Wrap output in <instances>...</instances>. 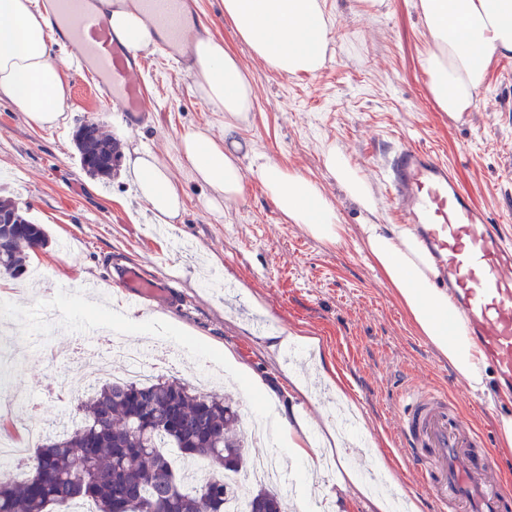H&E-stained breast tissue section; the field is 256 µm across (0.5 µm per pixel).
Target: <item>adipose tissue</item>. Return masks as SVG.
I'll use <instances>...</instances> for the list:
<instances>
[{
  "label": "adipose tissue",
  "mask_w": 512,
  "mask_h": 512,
  "mask_svg": "<svg viewBox=\"0 0 512 512\" xmlns=\"http://www.w3.org/2000/svg\"><path fill=\"white\" fill-rule=\"evenodd\" d=\"M426 40L422 66L429 92L440 111L455 118L473 108L493 59L512 56V0H419ZM224 17L238 37L267 66L283 75H315L324 64L331 37L325 0H224ZM113 32L133 51L154 46L157 33L133 9L111 14ZM50 15L34 0H0V98L12 101L35 125H57L66 96L67 76L56 62L50 40ZM195 86L201 98L224 114V136L202 129L186 131L179 143L191 176L208 190L204 204L220 209L222 201L241 196L244 177L226 144L251 112L253 85L235 54L214 36L193 46ZM326 166L346 194L366 211H374L372 191L347 158L326 154ZM125 167L159 223L176 219L184 208L180 188L166 164L151 150L126 153ZM259 180L275 208L301 225L314 239L336 244L343 237L333 203L303 174L276 163L261 166ZM362 250L383 274L410 320L431 346L447 359L473 395L488 393V364L462 319H449L447 289L437 287L440 271L406 224H366ZM274 428L306 470L314 460L306 426L298 415H276Z\"/></svg>",
  "instance_id": "1"
}]
</instances>
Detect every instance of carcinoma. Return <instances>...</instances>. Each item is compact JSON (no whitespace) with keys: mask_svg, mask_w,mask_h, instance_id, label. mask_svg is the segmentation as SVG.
Masks as SVG:
<instances>
[{"mask_svg":"<svg viewBox=\"0 0 512 512\" xmlns=\"http://www.w3.org/2000/svg\"><path fill=\"white\" fill-rule=\"evenodd\" d=\"M83 168L109 176L112 166L88 160L94 151L115 156L113 142L86 122L75 135ZM23 231L0 250V276L22 279L29 252L46 246L45 228L9 199ZM80 422L44 438L29 455L21 479L0 481V512H225L224 474L250 469L240 415L226 396L185 380L107 381L79 405ZM250 512H285L275 486L246 489Z\"/></svg>","mask_w":512,"mask_h":512,"instance_id":"cac0c4a2","label":"carcinoma"}]
</instances>
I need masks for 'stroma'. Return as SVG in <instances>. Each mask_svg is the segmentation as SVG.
<instances>
[{
  "mask_svg": "<svg viewBox=\"0 0 512 512\" xmlns=\"http://www.w3.org/2000/svg\"><path fill=\"white\" fill-rule=\"evenodd\" d=\"M191 2L200 26L232 49L254 86L253 108L236 134L245 191L220 211L205 209V190L190 178L179 141L194 128L222 136L224 115L196 93L193 74L159 47L143 54L141 78L155 112L139 127L95 96L66 53L57 58L69 81L63 123L38 127L0 99V198L42 224L49 239L27 260L28 269L42 273L34 289L0 278V321L27 327L10 341L25 359L0 374V385L34 404L27 411L0 409V422L20 436L74 412L77 400L60 401L48 389L50 379L72 370L71 327L87 319L70 284L95 277L99 298L120 307L124 296L110 289L108 271L130 267L158 283L135 309L141 322L131 342L174 347L168 372L185 379L223 367L225 353H232L240 371L265 385L268 403L302 417L312 454L326 466L309 476L301 462L280 456L296 494L324 500L326 512H377L362 476L379 464L396 478L397 496L432 512L398 450L402 385L447 387L491 449L498 446L500 416H512V391L500 406L471 395L367 262L359 227L400 223L382 169L398 148L417 145L446 162L489 222L512 234V58L492 63L473 109L452 119L428 91L417 0H379L367 11L358 0H325L333 23L326 62L316 75L300 77L278 74L253 55L225 21L222 0ZM88 119L118 148L156 152L182 187L184 211L164 236H156L124 166L108 177L83 169L74 136ZM330 147L367 180L374 212L350 200L326 168ZM267 161L322 188L346 228L340 243L318 241L280 214L257 177ZM337 406L355 418L365 448L336 447ZM347 472L355 481L344 486Z\"/></svg>",
  "mask_w": 512,
  "mask_h": 512,
  "instance_id": "stroma-1",
  "label": "stroma"
}]
</instances>
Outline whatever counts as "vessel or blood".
<instances>
[{
	"mask_svg": "<svg viewBox=\"0 0 512 512\" xmlns=\"http://www.w3.org/2000/svg\"><path fill=\"white\" fill-rule=\"evenodd\" d=\"M54 32L74 50L78 69L97 95L132 126L152 108L138 77L143 61L112 31L101 0H54ZM162 48L180 58L193 28L186 0H138ZM388 182L402 218L416 225L423 248L441 272L469 334L496 370L499 389L512 390V239L491 224L429 149L405 146L388 163ZM139 306L157 288L125 268L112 277ZM401 453L436 512H512V487L495 476L496 460L479 430L440 387L408 383L399 394Z\"/></svg>",
	"mask_w": 512,
	"mask_h": 512,
	"instance_id": "vessel-or-blood-1",
	"label": "vessel or blood"
}]
</instances>
